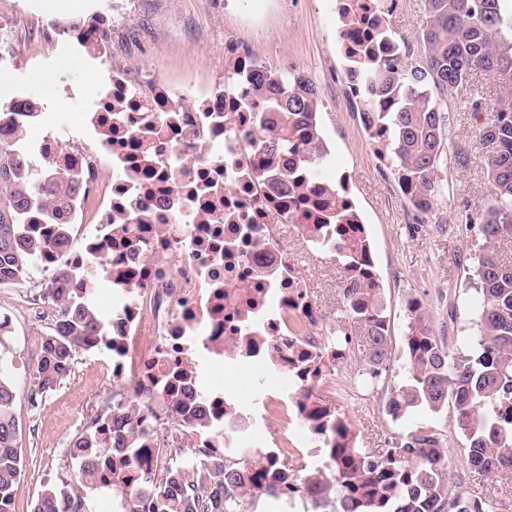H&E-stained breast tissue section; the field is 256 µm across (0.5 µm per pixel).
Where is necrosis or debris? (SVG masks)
I'll return each instance as SVG.
<instances>
[{
	"instance_id": "4bbe7bcc",
	"label": "necrosis or debris",
	"mask_w": 512,
	"mask_h": 512,
	"mask_svg": "<svg viewBox=\"0 0 512 512\" xmlns=\"http://www.w3.org/2000/svg\"><path fill=\"white\" fill-rule=\"evenodd\" d=\"M128 8L129 0H110L88 20L44 28L41 53L84 54L88 74L101 79L93 98L83 84L55 85L56 99L85 103L69 141L46 126L24 87L0 103V139L29 153L41 178L62 176L70 187L61 207L36 201L23 218L28 233L49 239L66 228L42 269L63 274L77 296L103 288L109 298L86 346L103 387L93 400L59 407L110 451L79 494L110 500L112 512H123L125 491L149 504L156 489L146 474L186 448L191 464L252 456L284 500L289 460L319 472L331 462L310 414L325 405L336 332L280 234L281 225L321 218L322 184L287 195L263 179L277 161L249 140L269 114L248 82L260 67L254 54H237L229 86L220 75L204 84L148 69L135 80L119 69L101 75ZM331 11L343 56L389 59L376 40L386 0H333ZM246 371L257 375L248 400L234 384ZM122 412L137 447L117 445L112 417ZM274 412L303 436L271 430Z\"/></svg>"
}]
</instances>
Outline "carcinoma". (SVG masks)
<instances>
[{
  "instance_id": "carcinoma-1",
  "label": "carcinoma",
  "mask_w": 512,
  "mask_h": 512,
  "mask_svg": "<svg viewBox=\"0 0 512 512\" xmlns=\"http://www.w3.org/2000/svg\"><path fill=\"white\" fill-rule=\"evenodd\" d=\"M428 17L419 35L422 53L410 65L404 60L380 63L369 57L359 63L366 98L381 97L391 107L362 113L369 137L383 146L402 194L416 208L430 205L443 189L448 156L445 130L456 102L479 111L474 81L492 73L509 94L497 98L479 129L485 172L495 197L479 218L484 250L473 273L480 286L474 333L465 339L467 353L448 348L446 338L430 325L422 303L406 301L408 321L402 347L393 348L389 320L372 257L366 226L343 224L335 196L324 202L323 224L304 225L311 246L336 252L347 273L340 311L350 329L339 330L336 349L351 348L364 339L365 376L374 383L392 356L402 358V378L391 388L389 415L399 420L452 407L457 430L466 442V463L474 471L497 476L512 470V260L497 250L512 238V17L505 0H424ZM253 90L269 100V111L280 115L276 133L262 141L277 157L273 181L300 191L294 172L307 168L311 177L326 167L330 154L323 145L317 118L319 104L311 80L301 71L261 67L251 76ZM306 132L299 135V123ZM42 197L58 206L59 185L38 179L34 162L0 140V285L31 279L39 257L51 243L28 234L22 224L32 202ZM43 296L58 311L40 336L32 387L44 393L70 376L76 354L96 323L66 283L49 278ZM17 390L0 368V512H14L15 487L23 471L21 432L14 414ZM321 429L330 428L329 447L336 449L329 474L320 473L288 486V493L306 495L314 512H497L491 500L453 495L448 489L446 448L441 433L417 425L406 441L377 452L349 446L347 419L323 411ZM247 456L219 464L170 467L147 474L157 486L150 512H243V500L256 503L270 493L263 475L253 473ZM92 466L78 468L76 483L44 486L32 512H56L67 493L92 482Z\"/></svg>"
}]
</instances>
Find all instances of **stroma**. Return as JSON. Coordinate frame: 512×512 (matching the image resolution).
Instances as JSON below:
<instances>
[{
	"label": "stroma",
	"mask_w": 512,
	"mask_h": 512,
	"mask_svg": "<svg viewBox=\"0 0 512 512\" xmlns=\"http://www.w3.org/2000/svg\"><path fill=\"white\" fill-rule=\"evenodd\" d=\"M395 2L387 23L400 39L406 61L412 62L421 54L419 34L427 23L424 2ZM329 4L330 0H258L262 23L256 27L245 20L241 0H136L134 11L114 35L109 63L120 66L134 61L162 78L189 73L204 83L230 70L228 48L237 45L251 50L269 69L281 71L291 66L308 75L319 89L320 129L332 156V164L323 174L334 177L342 167L351 176L352 193L368 228L395 342H402L405 334V304L415 298L422 302L434 329L447 336L450 345L460 347L473 328L479 294L472 270L484 247L470 219L494 196L478 144L480 115L468 107L450 113L445 132L447 153L465 154L468 162L449 164L448 185L435 197L430 210L421 212L411 207L349 106L338 76L345 61L337 50ZM108 6L109 0H68L57 14L50 11L48 0H16L20 35L27 39L43 23L83 19L91 11ZM39 73L54 80L85 83L91 96L98 92L100 82L88 78L84 59L76 53L45 61L25 52L13 76L0 74V101L12 94L15 82H23L61 139H68L82 119L84 103L52 101L33 82ZM284 241L298 264L310 269V287L317 302L329 313H337L342 267L336 254L314 250L292 226L285 228ZM40 333V327L26 324L0 340V351L8 358L20 391L15 415L22 433L25 467L16 486L15 512H30L43 484L59 482L74 472L64 457L49 453L41 444L45 434L58 439L70 435L67 420L57 412V401L63 397L85 401L100 389L96 371L86 364L85 353H78L71 376L45 394L42 412H34L26 394L35 362L32 349ZM400 367V362H391L378 384L361 386L364 356L355 347L327 376V383L336 387L327 400L347 418L353 447L385 448L416 424H429L442 433L448 450L450 492L483 494L497 502L498 512H512V481L464 472L465 441L451 410L419 412L398 422L388 415L386 390L399 381Z\"/></svg>",
	"instance_id": "35a3bbf8"
}]
</instances>
